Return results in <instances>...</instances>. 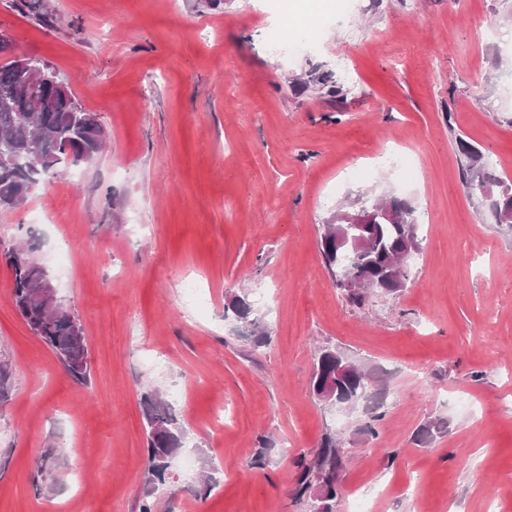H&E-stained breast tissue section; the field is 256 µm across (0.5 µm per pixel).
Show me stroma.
<instances>
[{
    "instance_id": "stroma-1",
    "label": "stroma",
    "mask_w": 512,
    "mask_h": 512,
    "mask_svg": "<svg viewBox=\"0 0 512 512\" xmlns=\"http://www.w3.org/2000/svg\"><path fill=\"white\" fill-rule=\"evenodd\" d=\"M46 2L51 28L0 0V31L108 143L0 210V512H139L148 492L156 512H311L294 460L328 434L347 455L337 512L364 490L374 512H512V233L470 195L457 148L512 181V0H333L316 50L289 55L268 42L289 0ZM340 54L356 84L303 88ZM384 196L414 209L421 250L400 293L357 307L320 235ZM20 242L83 328L87 383L16 310L3 253ZM237 296L265 345L227 311ZM326 348L379 379L383 401H319ZM150 383L187 433L152 487ZM53 449L64 462L37 490Z\"/></svg>"
}]
</instances>
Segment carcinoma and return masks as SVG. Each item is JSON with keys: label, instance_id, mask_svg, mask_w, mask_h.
Returning <instances> with one entry per match:
<instances>
[{"label": "carcinoma", "instance_id": "cac0c4a2", "mask_svg": "<svg viewBox=\"0 0 512 512\" xmlns=\"http://www.w3.org/2000/svg\"><path fill=\"white\" fill-rule=\"evenodd\" d=\"M16 5L31 12L42 25L55 26L56 16L42 0H16ZM105 139L106 131L97 114L79 106L70 91H63L53 83L31 86L15 61L0 64V153L13 158L12 164L0 165V209L12 210L25 205L34 186L44 178L59 174L66 164L92 161L103 149ZM459 150L463 156V178L469 189L476 193L480 184L495 186L500 193L490 199L491 208L512 211V182L491 173L485 165L476 167L474 160L480 153L462 139ZM369 209L373 213L371 223L349 230V237L368 241V247L362 251L336 252L335 237L323 230L320 250L331 275H336V264L347 258L371 278L392 281L394 262L406 243L409 217L402 206H388L382 200L369 204ZM8 262L13 271V297L19 315L51 349L73 380L87 382L88 354L80 323L68 310L48 311L37 288L42 266L29 249L12 248ZM231 310L244 320L256 345L268 342V330L259 321L249 319L250 307L245 301L234 299ZM311 385H329L358 402L370 397L372 383L371 377L358 368L338 373L336 359L321 354ZM142 415L146 434V483L153 485L164 481L169 457L183 446L186 431L157 388L142 395ZM338 447L336 438L327 436L312 458L302 456L297 460V499L317 491L324 484V475L339 468ZM324 485L331 504L341 494V488L335 482Z\"/></svg>", "mask_w": 512, "mask_h": 512}]
</instances>
